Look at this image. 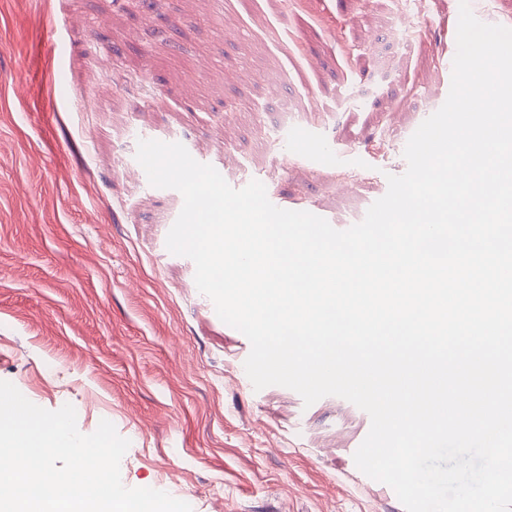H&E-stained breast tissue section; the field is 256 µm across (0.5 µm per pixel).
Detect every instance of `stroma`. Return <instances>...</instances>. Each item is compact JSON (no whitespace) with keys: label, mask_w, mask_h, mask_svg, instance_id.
I'll return each instance as SVG.
<instances>
[{"label":"stroma","mask_w":512,"mask_h":512,"mask_svg":"<svg viewBox=\"0 0 512 512\" xmlns=\"http://www.w3.org/2000/svg\"><path fill=\"white\" fill-rule=\"evenodd\" d=\"M392 0H0V380L130 442L123 484L192 512H405L355 465L369 415L254 390L251 346L168 251L182 195L139 140L197 142L285 206L354 221L407 169L458 0L402 45ZM308 122L279 132L284 112ZM279 136L275 150L265 141ZM330 157L312 167L313 147Z\"/></svg>","instance_id":"obj_1"}]
</instances>
